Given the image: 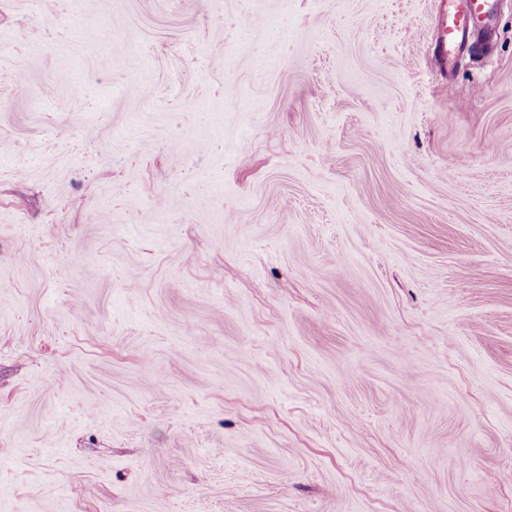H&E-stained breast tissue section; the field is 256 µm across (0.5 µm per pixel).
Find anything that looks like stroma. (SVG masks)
<instances>
[{"label":"stroma","mask_w":512,"mask_h":512,"mask_svg":"<svg viewBox=\"0 0 512 512\" xmlns=\"http://www.w3.org/2000/svg\"><path fill=\"white\" fill-rule=\"evenodd\" d=\"M438 2L0 0V512H512V0ZM497 5L498 0H448L445 35L438 44L440 56L447 60L448 48L473 51L476 31L487 29L486 22Z\"/></svg>","instance_id":"obj_1"}]
</instances>
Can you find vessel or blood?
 <instances>
[{
	"mask_svg": "<svg viewBox=\"0 0 512 512\" xmlns=\"http://www.w3.org/2000/svg\"><path fill=\"white\" fill-rule=\"evenodd\" d=\"M498 0H448L445 35L438 45L440 56L449 51L474 50V35L483 29Z\"/></svg>",
	"mask_w": 512,
	"mask_h": 512,
	"instance_id": "obj_1",
	"label": "vessel or blood"
}]
</instances>
